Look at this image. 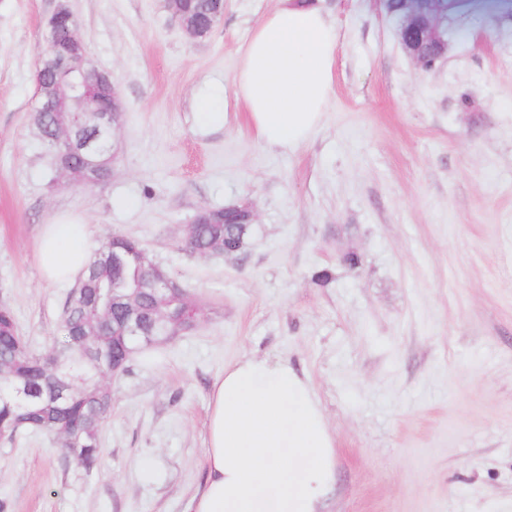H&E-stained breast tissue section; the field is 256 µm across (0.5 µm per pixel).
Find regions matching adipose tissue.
Segmentation results:
<instances>
[{"instance_id":"ef3b65f1","label":"adipose tissue","mask_w":512,"mask_h":512,"mask_svg":"<svg viewBox=\"0 0 512 512\" xmlns=\"http://www.w3.org/2000/svg\"><path fill=\"white\" fill-rule=\"evenodd\" d=\"M336 29L323 0H279L255 29L233 78L266 145L295 150L330 102ZM99 243L89 225H46L41 269L53 282L82 275ZM207 477L193 512H324L335 444L308 383L288 363L246 357L213 388Z\"/></svg>"}]
</instances>
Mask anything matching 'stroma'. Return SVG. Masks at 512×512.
<instances>
[{
	"mask_svg": "<svg viewBox=\"0 0 512 512\" xmlns=\"http://www.w3.org/2000/svg\"><path fill=\"white\" fill-rule=\"evenodd\" d=\"M62 3L123 103L120 156L91 187L54 171L33 121ZM465 3L423 69L382 0H341L328 110L288 152L233 87L277 0H224L203 39L164 0H0V306L49 352L72 286L43 279L41 231L77 215L95 239L138 241L201 308L107 379L93 471L53 434L0 438L8 512H191L213 385L249 356L294 366L319 401L328 512H512V0ZM212 95L218 128L196 118ZM241 202L256 214L241 258L185 250L200 209ZM173 2H175V1H170V0L166 1L167 9H168L169 13L172 15V17L176 21H178V23L180 24L182 29L185 31V33L190 38L199 39V38H205L206 36L209 35V33L211 32V30L213 28L212 24L199 23L198 21H196L190 17L181 15L180 13L176 12L175 10H173L170 7V5Z\"/></svg>",
	"mask_w": 512,
	"mask_h": 512,
	"instance_id": "1",
	"label": "stroma"
}]
</instances>
